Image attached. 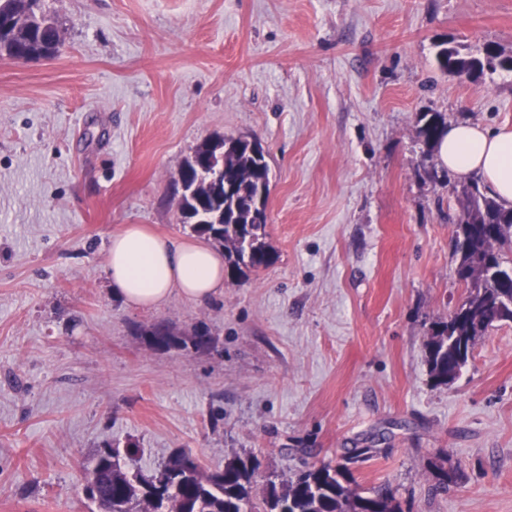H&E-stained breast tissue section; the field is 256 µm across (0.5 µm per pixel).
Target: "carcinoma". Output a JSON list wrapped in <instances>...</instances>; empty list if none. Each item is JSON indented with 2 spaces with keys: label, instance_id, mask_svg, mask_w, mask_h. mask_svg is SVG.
<instances>
[{
  "label": "carcinoma",
  "instance_id": "obj_1",
  "mask_svg": "<svg viewBox=\"0 0 512 512\" xmlns=\"http://www.w3.org/2000/svg\"><path fill=\"white\" fill-rule=\"evenodd\" d=\"M41 0H0V56H46L58 53L64 44L61 28H44ZM500 59V69L512 71V56L493 46L461 52L440 46L437 68L444 74L479 78L485 74L481 52ZM418 137L425 147L423 160L447 132L448 121L441 112H424ZM224 145V188L197 182V171H181L187 186L198 184L193 194L180 199V216L192 233L224 249L231 273L267 267L272 260L266 243V209H252L258 185L270 177L264 149L246 137L220 139ZM459 213L448 215L457 224L455 252L460 254L459 278L470 285L464 302L424 344L428 373L437 386L448 385V362L465 364L468 350L477 338L500 322H512V267L500 261L499 251L512 244V208L487 194L475 177L464 178L452 189ZM119 447L106 444L91 458L85 470L87 497L102 512H404L401 501L388 488L370 494L360 491L346 464L312 465L283 479L274 472L259 474L260 464L250 454L235 453L224 469L207 471L185 451H178L158 471L170 483L156 488L146 478L125 467ZM262 479L261 497L254 488Z\"/></svg>",
  "mask_w": 512,
  "mask_h": 512
}]
</instances>
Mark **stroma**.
Here are the masks:
<instances>
[{
    "mask_svg": "<svg viewBox=\"0 0 512 512\" xmlns=\"http://www.w3.org/2000/svg\"><path fill=\"white\" fill-rule=\"evenodd\" d=\"M60 55L0 56V512H101L105 444L149 475L175 451L263 472L352 449L360 489L411 512H512V323L459 377L424 344L468 294L419 117L512 129V72L441 73L439 44L512 53V0H44ZM259 141L271 264L197 304L114 296L129 224L180 240L179 171L214 138ZM199 327L217 351L149 345ZM450 476L433 496L435 467Z\"/></svg>",
    "mask_w": 512,
    "mask_h": 512,
    "instance_id": "stroma-1",
    "label": "stroma"
}]
</instances>
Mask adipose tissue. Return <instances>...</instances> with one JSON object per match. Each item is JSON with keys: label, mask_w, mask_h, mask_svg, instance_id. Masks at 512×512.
<instances>
[{"label": "adipose tissue", "mask_w": 512, "mask_h": 512, "mask_svg": "<svg viewBox=\"0 0 512 512\" xmlns=\"http://www.w3.org/2000/svg\"><path fill=\"white\" fill-rule=\"evenodd\" d=\"M441 163L460 177H479L512 207V131L459 122L437 146ZM106 268L116 296L130 307L153 309L172 294L202 303L224 292V256L198 238L172 240L139 224L113 235Z\"/></svg>", "instance_id": "adipose-tissue-1"}]
</instances>
